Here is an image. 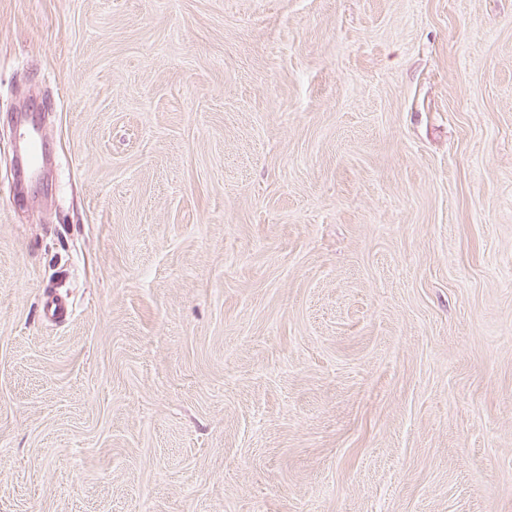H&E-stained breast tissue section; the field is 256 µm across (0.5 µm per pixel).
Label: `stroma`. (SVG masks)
<instances>
[{"label": "stroma", "instance_id": "1", "mask_svg": "<svg viewBox=\"0 0 512 512\" xmlns=\"http://www.w3.org/2000/svg\"><path fill=\"white\" fill-rule=\"evenodd\" d=\"M40 104L0 512H512V0H0Z\"/></svg>", "mask_w": 512, "mask_h": 512}]
</instances>
